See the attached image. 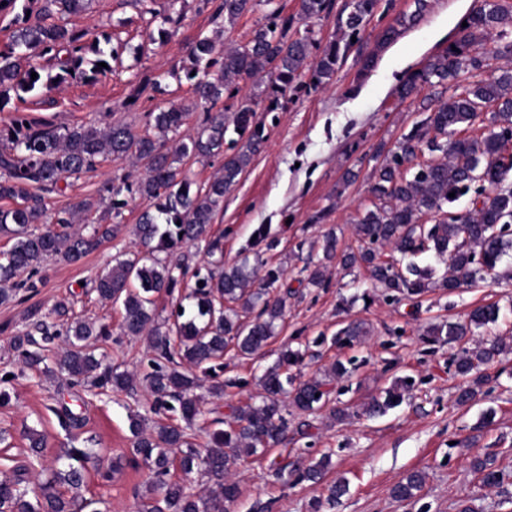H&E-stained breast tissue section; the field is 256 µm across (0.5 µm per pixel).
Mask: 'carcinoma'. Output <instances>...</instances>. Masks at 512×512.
<instances>
[{"label": "carcinoma", "instance_id": "cac0c4a2", "mask_svg": "<svg viewBox=\"0 0 512 512\" xmlns=\"http://www.w3.org/2000/svg\"><path fill=\"white\" fill-rule=\"evenodd\" d=\"M88 4L89 0H23L22 13L15 16L20 27L13 40L0 49V112L13 93L51 91L70 80L96 81L112 72V55L100 48V41L87 43L83 32L48 22L55 14L80 13ZM378 5L379 0H346L337 18L344 36L325 42L310 31L291 38L294 17L279 11L272 12L269 21L243 44L219 50L210 37L199 38L190 50V66L182 71L204 118L196 135L186 138L174 151L168 146V134L179 130L189 118V112L176 105L148 113L142 134L124 125L57 127L45 118L24 115L0 127V199L16 202L14 207H0V237L14 240L9 250L0 252V303L35 292L42 282L40 268L48 258L77 262L102 241L115 237L119 225L107 223V216L119 215L126 206L122 192L134 191L153 201L154 210L144 211L136 225L142 250L116 261L108 272L97 276L94 290L102 301L121 303L125 335H147L156 353L152 372L144 377L153 396L152 412L177 413L186 424H192L200 414L194 394L197 378L181 371V363L200 368L217 362L230 345L243 357L259 353L275 336L285 311V298H272L268 292L283 278L282 270L270 268L260 277L258 268L263 262L258 258L254 266L246 258L224 263L223 238L211 234L224 194L238 182L265 140L264 124L255 120L256 102L248 96L232 120L237 134L230 142L232 153H224L228 125L218 104L224 93L239 91V80L260 72L271 78L268 112L277 109L278 97L300 88L304 72H309L313 86L330 81L352 46V37L360 35ZM414 5L411 13L399 15L382 30L377 48L395 41L401 30L418 23L428 7L427 0H414ZM254 7L255 0H219L215 16L232 25ZM328 8L329 0H301V15L308 18ZM464 21L467 26L461 28L459 39L409 73L396 88L397 96L404 100L425 85L455 84L453 93L437 98L423 122L403 136L376 171L370 191L380 204L358 220L360 246L343 258L349 268L365 264L373 281L407 298L429 288L435 273L430 266L405 262L409 255L430 252L437 260L448 261L447 272L437 284L450 293L485 281L489 273L494 282L506 276L501 263L509 246L505 236L512 227V183L500 159L512 143V69L481 77L485 63L477 47L493 35L501 39L507 36V29H512V11L493 0H483ZM313 47L320 48L314 57ZM44 56L53 61L55 72L45 71L34 61ZM101 62L107 67L99 66ZM33 72L37 73L34 80ZM488 107L492 108V118L484 132L455 138L471 129ZM425 153L429 158L422 167L416 160ZM218 155L224 156L221 173L204 186L176 166L184 158ZM128 157L145 166V176L136 188L107 180L98 188V200L85 199L61 207L54 212L55 228L39 233L31 230L46 216L51 199L65 194L69 178L94 171L107 160ZM451 192L455 197H449ZM467 195L468 208L451 210ZM427 215L433 216L435 223L423 230L420 224ZM78 224L93 225L92 233H83L76 228ZM199 243L205 244L206 253L213 258L212 268L204 274L185 260L173 264L157 257L159 252ZM325 268L322 263L304 267L307 285L325 286ZM190 279L194 280L189 293L195 300L192 312L186 313L180 304L174 312V327L159 322L156 297L173 295L177 289L188 287ZM256 308L259 312L254 320H241L240 313ZM70 311L62 301L52 309L67 324L65 348L54 369L44 364L36 340L39 335L50 341L54 334L40 310L30 312L28 329L12 338L23 366H41L47 375L57 369L91 389H132L134 378L103 364L89 343L92 338L110 335L107 327L71 318ZM499 313L496 305L476 307L462 323L428 327L422 339L433 345L462 342L472 329L496 323ZM509 352L512 341L503 339L465 347L454 360L456 373L467 377L480 365ZM302 361L300 350L284 348L275 366L263 375L265 395L260 403L230 407L227 428L214 429L206 448L196 447L179 425L159 424L148 433L135 422L133 453L151 473L149 497L142 502L141 512H226L224 504L233 503L239 493L237 484L230 480L237 462L282 444L288 430V407L302 412L322 408L330 401L332 379L348 373L337 361L323 377L297 383L290 370ZM409 388L408 378L396 379L382 398L365 407L364 413L370 417L385 415L403 402ZM28 439L33 465L40 467L34 476L36 489L31 492L27 487V466L20 474L1 478L0 512H101L99 500L79 501L60 490L63 485L76 490L82 486L88 466L98 468L94 453L87 448H70L53 465L46 466L41 462L44 437L31 432ZM170 448L180 449L179 465L184 473L197 470L207 476V493L188 494L180 482L171 479ZM330 464V456L324 454L298 471L297 480L316 483ZM472 468L484 485L500 482L502 473L494 469L491 460L477 457ZM424 483V473L412 471L394 485L392 495L399 501L414 500Z\"/></svg>", "mask_w": 512, "mask_h": 512}]
</instances>
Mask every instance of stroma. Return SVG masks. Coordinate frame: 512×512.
<instances>
[{
    "label": "stroma",
    "mask_w": 512,
    "mask_h": 512,
    "mask_svg": "<svg viewBox=\"0 0 512 512\" xmlns=\"http://www.w3.org/2000/svg\"><path fill=\"white\" fill-rule=\"evenodd\" d=\"M480 2L428 0L421 21L402 30L393 50L362 78L360 58L375 48L388 24L414 8L413 0H380L333 80L288 92L276 111L257 115L266 140L225 195L211 233L224 238L225 262L261 255L268 266L282 269L292 294L275 338L262 352L243 357L235 349L226 350L222 397L211 396L209 377L200 376L196 393L203 414L193 427L194 441L206 447L213 420L224 418L229 406L259 401L260 379L284 346L302 351L305 380L322 376L338 360L356 358L360 365L352 375L334 381L336 403L349 408L351 419L336 421L325 409L290 415L283 444L262 456L242 458L235 467L239 495L232 512H311L316 498L324 501L321 512H457L459 503L468 499L480 512H512V354L473 371L477 395L459 406L456 391L466 381L452 363L459 345H431L421 338L430 325L464 320L474 307L494 303L500 308L497 323L476 331L475 340L512 337V280L453 293L436 288L397 303L372 284L364 267L346 270L341 260L357 248L356 222L375 204L370 192L374 171L446 92L445 87L427 85L402 100L396 86L460 37L463 18ZM344 4L331 0L320 16L305 18L299 14V0H260L253 12L230 26L214 17V7L206 0H154L147 15L141 14L136 0H92L87 12L69 16L65 23L84 31L89 42L111 34V75L26 95L17 109L0 112V125L18 110L59 126L122 123L140 132L147 113L174 103L190 109L185 129L194 131L203 112L194 106L189 83L171 73L187 64L198 36L226 45L246 42L276 8L294 16V31L311 29L327 40L337 34L336 16ZM159 75L165 78L160 92L136 96L145 78ZM134 171L125 159L104 163L98 171L71 179L65 196L54 205L95 196L104 180L119 184ZM127 201L117 219L122 226L117 237L76 263L49 259L40 272L43 282L37 293L0 304V390L10 395L0 402V430L6 432L0 443V475L27 463L30 430L44 436L47 463L70 448L92 449L117 468L108 481L88 472L80 494L103 500L109 512H139L150 479L148 469L134 458L131 424L133 414H149L152 396L142 377L153 352L147 337L123 335L120 305L101 302L91 285L115 260L138 249L133 229L153 203L135 193ZM329 231L336 234L337 256L329 264L325 287H300V270L308 258H321L322 238ZM364 291L369 300H361ZM63 300L77 316L109 325L111 338L98 342L97 348L105 353L107 364L138 377L136 389L94 395L60 372L47 377L21 371L12 337L26 330L32 309L45 315ZM353 321L364 322L367 336L335 345L336 332ZM398 377L414 381L404 402L379 418L362 415L363 405L381 396ZM66 408L80 416V426H62L60 413ZM325 453L331 454L332 464L321 483L295 482L296 466ZM487 453L504 473L495 486L483 485L471 466L473 457ZM416 470L426 474L417 499L395 500L392 487ZM340 478L348 481V494L326 503L328 485Z\"/></svg>",
    "instance_id": "1"
}]
</instances>
